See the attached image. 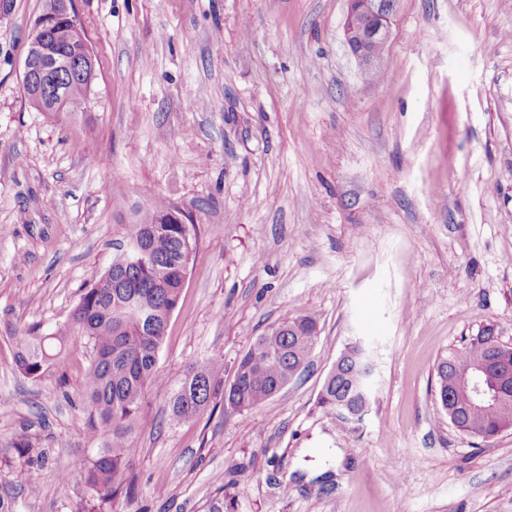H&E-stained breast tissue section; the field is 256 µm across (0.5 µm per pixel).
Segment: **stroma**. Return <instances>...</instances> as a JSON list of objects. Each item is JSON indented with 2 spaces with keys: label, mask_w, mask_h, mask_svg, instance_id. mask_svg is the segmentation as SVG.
I'll return each mask as SVG.
<instances>
[{
  "label": "stroma",
  "mask_w": 512,
  "mask_h": 512,
  "mask_svg": "<svg viewBox=\"0 0 512 512\" xmlns=\"http://www.w3.org/2000/svg\"><path fill=\"white\" fill-rule=\"evenodd\" d=\"M42 8L0 11V497L13 512H79L75 472L98 443L78 397L89 350L34 382L11 336L66 325L158 197L199 236L157 362L165 385L134 441L135 490L112 512H512V430L477 446L434 377L484 326L512 345V0H400L381 81L344 42L348 0H75L97 95L55 121L22 83ZM287 314L318 321L301 379L247 412L217 398L172 418L188 365L219 359L232 377ZM358 339L379 377L347 430L317 399Z\"/></svg>",
  "instance_id": "35a3bbf8"
}]
</instances>
